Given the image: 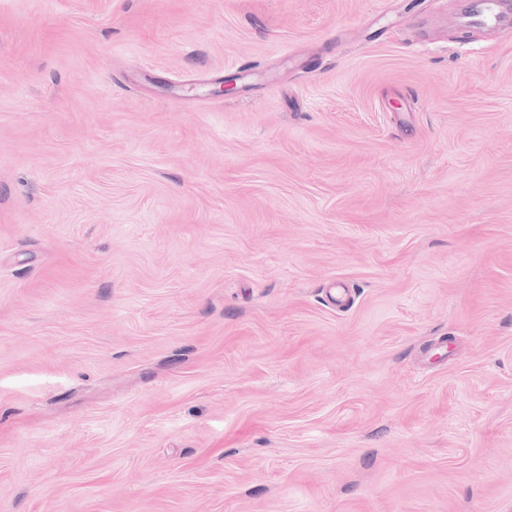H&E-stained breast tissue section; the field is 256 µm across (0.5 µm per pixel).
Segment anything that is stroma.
Here are the masks:
<instances>
[{
    "instance_id": "stroma-1",
    "label": "stroma",
    "mask_w": 512,
    "mask_h": 512,
    "mask_svg": "<svg viewBox=\"0 0 512 512\" xmlns=\"http://www.w3.org/2000/svg\"><path fill=\"white\" fill-rule=\"evenodd\" d=\"M461 4L0 0V512H512V25Z\"/></svg>"
}]
</instances>
